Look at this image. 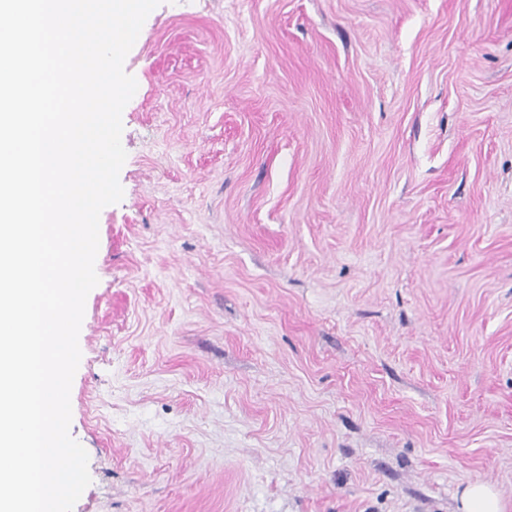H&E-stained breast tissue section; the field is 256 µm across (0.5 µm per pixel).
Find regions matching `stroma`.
<instances>
[{
    "instance_id": "stroma-1",
    "label": "stroma",
    "mask_w": 512,
    "mask_h": 512,
    "mask_svg": "<svg viewBox=\"0 0 512 512\" xmlns=\"http://www.w3.org/2000/svg\"><path fill=\"white\" fill-rule=\"evenodd\" d=\"M124 70L73 512H512V0H162ZM459 500V512H505L499 495L482 482H473L464 487Z\"/></svg>"
}]
</instances>
